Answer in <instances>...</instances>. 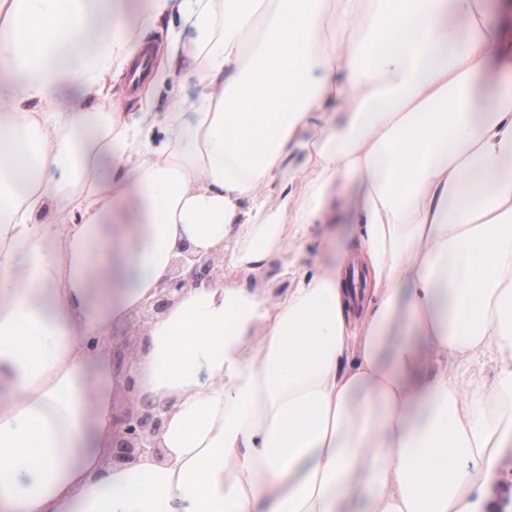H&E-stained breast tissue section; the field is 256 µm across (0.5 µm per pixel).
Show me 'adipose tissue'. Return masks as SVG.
I'll use <instances>...</instances> for the list:
<instances>
[{
	"label": "adipose tissue",
	"mask_w": 512,
	"mask_h": 512,
	"mask_svg": "<svg viewBox=\"0 0 512 512\" xmlns=\"http://www.w3.org/2000/svg\"><path fill=\"white\" fill-rule=\"evenodd\" d=\"M324 2L146 0L206 52L196 106L115 118L116 0H0V512H480L512 447V37L489 0ZM336 219L371 293L305 268ZM185 244L229 276L117 366ZM130 382L173 400L164 456L113 464ZM292 269L288 274V266L285 261L280 258L274 261L272 266L253 278V283L259 288H266L270 297L274 300L282 295L291 285Z\"/></svg>",
	"instance_id": "obj_1"
}]
</instances>
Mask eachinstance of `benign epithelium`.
I'll return each instance as SVG.
<instances>
[{"label": "benign epithelium", "instance_id": "1", "mask_svg": "<svg viewBox=\"0 0 512 512\" xmlns=\"http://www.w3.org/2000/svg\"><path fill=\"white\" fill-rule=\"evenodd\" d=\"M181 264L189 268L185 275L167 277L150 306L158 313L166 312L182 292L203 283L214 284L224 278V257L220 255H197L189 247L182 249ZM120 431L113 438L112 458L127 462L149 449L157 448V439L164 429V418L158 405L149 399L143 400L135 409L126 411L119 419Z\"/></svg>", "mask_w": 512, "mask_h": 512}]
</instances>
